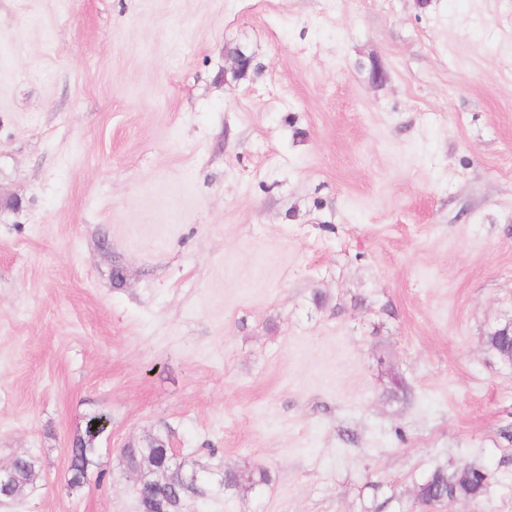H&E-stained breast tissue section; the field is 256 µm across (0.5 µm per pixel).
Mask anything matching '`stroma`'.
<instances>
[{
    "instance_id": "1",
    "label": "stroma",
    "mask_w": 512,
    "mask_h": 512,
    "mask_svg": "<svg viewBox=\"0 0 512 512\" xmlns=\"http://www.w3.org/2000/svg\"><path fill=\"white\" fill-rule=\"evenodd\" d=\"M0 196V512H512V0H0ZM93 438L95 437H89L86 441L79 440L69 450V471L71 474L79 475L83 478L82 482L77 483L76 490L82 487L91 468L96 464L99 450L94 446ZM169 456L170 448L168 446V442L161 437L153 436L145 444L129 448L124 459L126 461V465H128L140 457H150L161 462L165 457ZM176 458V453L173 456H170L171 460ZM36 461L33 458H17V466H16V474L12 468V463H9L6 466H0V502L2 503L4 500H8L7 498L12 499V495L10 494V488L14 484L17 475V487L18 492L17 496H21L26 486L28 485V480L30 476L35 472ZM181 473L184 480L176 478V483L171 488L156 487L151 488L146 484L143 488V497L145 509L151 511V503L156 500H166V512H183L184 501L190 497H202L207 493L208 483H212L209 476L203 470L198 468H186L182 463ZM191 476H195L194 480H190ZM269 480L268 472L261 467L251 470L224 471L219 486L226 490L254 489ZM468 476L460 479L448 476V472L436 469L420 484L419 499L425 505L446 497H476L485 487L487 476L481 469L467 468Z\"/></svg>"
}]
</instances>
